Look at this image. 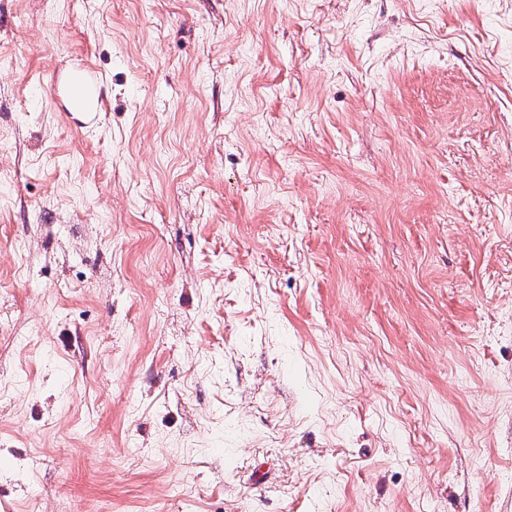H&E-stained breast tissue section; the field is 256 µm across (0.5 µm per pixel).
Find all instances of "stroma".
<instances>
[{
	"label": "stroma",
	"instance_id": "1",
	"mask_svg": "<svg viewBox=\"0 0 512 512\" xmlns=\"http://www.w3.org/2000/svg\"><path fill=\"white\" fill-rule=\"evenodd\" d=\"M81 3L0 0V512H512V0ZM68 82L69 88L76 89L77 106L85 111L83 114H85L88 124L94 125L104 99L101 87L102 77L94 68L84 66L74 71Z\"/></svg>",
	"mask_w": 512,
	"mask_h": 512
}]
</instances>
